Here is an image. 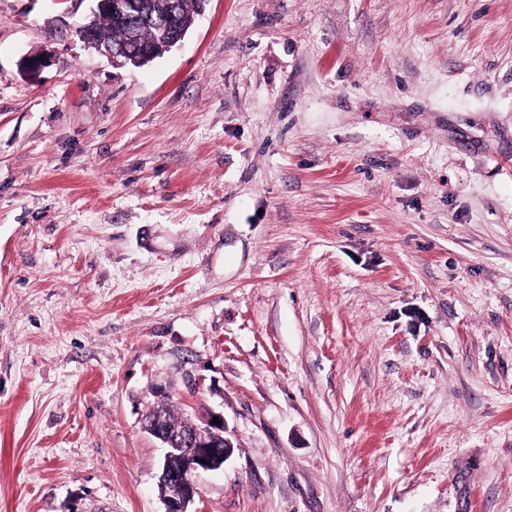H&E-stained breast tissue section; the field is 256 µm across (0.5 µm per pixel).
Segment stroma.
Segmentation results:
<instances>
[{"label": "stroma", "instance_id": "1", "mask_svg": "<svg viewBox=\"0 0 512 512\" xmlns=\"http://www.w3.org/2000/svg\"><path fill=\"white\" fill-rule=\"evenodd\" d=\"M92 7L0 0V512H164L160 403L192 512H512V0ZM129 12L136 18L148 16L150 23H141L135 40L130 39V24L113 14L101 13L93 21L95 44L88 24H84L81 39L87 46L95 45L97 52L112 60L118 53L121 65L141 67L166 52L171 36L184 34L201 14L203 0H128ZM107 45V46H106ZM111 46V47H110ZM150 423L146 430L158 439L165 448L164 463L159 481L166 487L164 512H191L188 506L199 496L200 490L197 476L201 472L212 471L224 465L235 448L230 436H226L227 429L224 419L220 415L211 416L203 426L195 427L187 434L176 435L179 432L193 428L187 423H178L168 407L161 406L153 409L145 418ZM159 417L161 420L156 419ZM214 417L221 421V425L214 423ZM162 423L170 431L162 427ZM216 434L218 439L212 438ZM177 457L181 461L179 470L169 466V459ZM205 459V463L200 460Z\"/></svg>", "mask_w": 512, "mask_h": 512}]
</instances>
